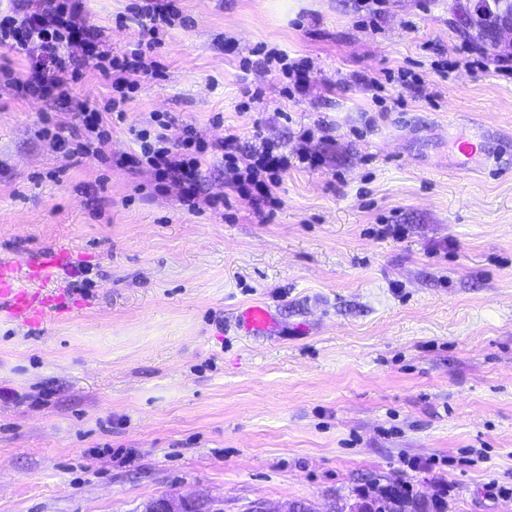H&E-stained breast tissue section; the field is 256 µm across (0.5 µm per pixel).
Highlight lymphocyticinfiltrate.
I'll use <instances>...</instances> for the list:
<instances>
[{
	"label": "lymphocytic infiltrate",
	"instance_id": "1",
	"mask_svg": "<svg viewBox=\"0 0 512 512\" xmlns=\"http://www.w3.org/2000/svg\"><path fill=\"white\" fill-rule=\"evenodd\" d=\"M130 19L138 27V39L120 53L112 52L101 27L87 18L86 0H10L7 14L0 16V49L28 63L25 77L13 79L17 94L43 98H65L68 81L78 80L84 71L97 72L111 84L112 97L95 109L80 107L77 114L80 140L70 145L57 128L46 126L42 137L60 147H74L76 154L106 159L113 120L124 117L123 105L141 80L154 76L155 66L147 53L158 43L163 27L184 24L178 0H135ZM252 54L254 64L277 72L295 87H303L309 62L290 57L287 50L259 45ZM493 70L512 78V58L489 59L481 48L467 44L452 61H438L434 70L445 78L459 67ZM137 151L134 163L153 174L158 182L178 189L183 201L219 205L218 197L202 190V165L206 157L220 154L226 186L249 200L255 212L274 201L278 175L288 167L287 154L263 144L242 149L236 138L206 144L192 125L173 131L170 121L153 116L151 122L134 133Z\"/></svg>",
	"mask_w": 512,
	"mask_h": 512
}]
</instances>
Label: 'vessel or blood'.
<instances>
[{
    "instance_id": "obj_1",
    "label": "vessel or blood",
    "mask_w": 512,
    "mask_h": 512,
    "mask_svg": "<svg viewBox=\"0 0 512 512\" xmlns=\"http://www.w3.org/2000/svg\"><path fill=\"white\" fill-rule=\"evenodd\" d=\"M61 262V254L53 251L33 254L22 266L0 262V312L25 322L43 321L49 301L32 285L46 282ZM240 320L244 331L254 334L268 330L273 315L267 306L254 304L242 311Z\"/></svg>"
}]
</instances>
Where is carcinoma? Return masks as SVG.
<instances>
[{"label":"carcinoma","instance_id":"obj_1","mask_svg":"<svg viewBox=\"0 0 512 512\" xmlns=\"http://www.w3.org/2000/svg\"><path fill=\"white\" fill-rule=\"evenodd\" d=\"M446 491L441 489L437 497L428 502L407 484H373L371 489L358 493L356 502L346 505L341 496L326 505L325 512H448Z\"/></svg>","mask_w":512,"mask_h":512}]
</instances>
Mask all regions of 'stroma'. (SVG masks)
Segmentation results:
<instances>
[{
  "mask_svg": "<svg viewBox=\"0 0 512 512\" xmlns=\"http://www.w3.org/2000/svg\"><path fill=\"white\" fill-rule=\"evenodd\" d=\"M131 2H87L117 52L138 35L117 21ZM179 5L163 76L124 105L105 163L38 133L69 135L109 82L22 97L4 82L24 63L0 51V262H73L41 325L0 314V512H141L165 494L319 510L375 482L512 512V81L430 68L468 39V0H386L371 23L360 0ZM260 44L311 61L307 88L243 71ZM398 67L419 90L360 81ZM154 112L287 151L279 205L181 201L130 161ZM475 135L483 159L460 171L450 143ZM394 224L402 238L379 237ZM253 303L272 332L239 330Z\"/></svg>",
  "mask_w": 512,
  "mask_h": 512,
  "instance_id": "35a3bbf8",
  "label": "stroma"
}]
</instances>
